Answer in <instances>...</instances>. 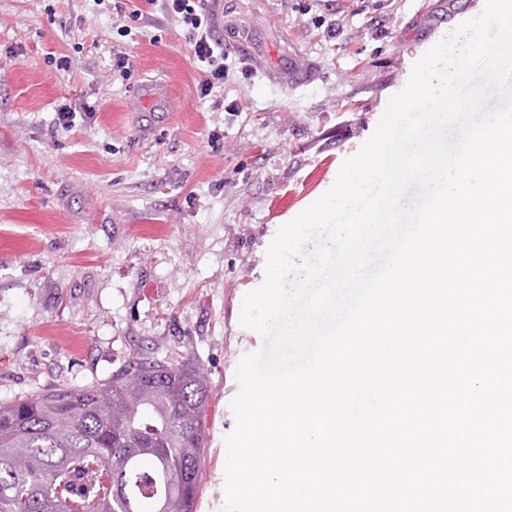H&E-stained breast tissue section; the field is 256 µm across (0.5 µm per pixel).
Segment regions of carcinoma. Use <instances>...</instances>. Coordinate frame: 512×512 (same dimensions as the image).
I'll return each mask as SVG.
<instances>
[{
  "label": "carcinoma",
  "mask_w": 512,
  "mask_h": 512,
  "mask_svg": "<svg viewBox=\"0 0 512 512\" xmlns=\"http://www.w3.org/2000/svg\"><path fill=\"white\" fill-rule=\"evenodd\" d=\"M208 397L172 352L0 404V512H195Z\"/></svg>",
  "instance_id": "cac0c4a2"
}]
</instances>
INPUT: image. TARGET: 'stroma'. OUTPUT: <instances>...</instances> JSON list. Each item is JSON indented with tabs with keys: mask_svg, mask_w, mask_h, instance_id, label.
I'll return each mask as SVG.
<instances>
[{
	"mask_svg": "<svg viewBox=\"0 0 512 512\" xmlns=\"http://www.w3.org/2000/svg\"><path fill=\"white\" fill-rule=\"evenodd\" d=\"M141 3L0 0V403L177 350L210 390L195 510L222 512L235 370L265 345L241 307L268 246L485 0H216L214 37L258 51L206 97L186 30L157 6L132 16ZM291 54L312 75L296 89L272 77ZM150 78L177 103L156 125Z\"/></svg>",
	"mask_w": 512,
	"mask_h": 512,
	"instance_id": "35a3bbf8",
	"label": "stroma"
}]
</instances>
